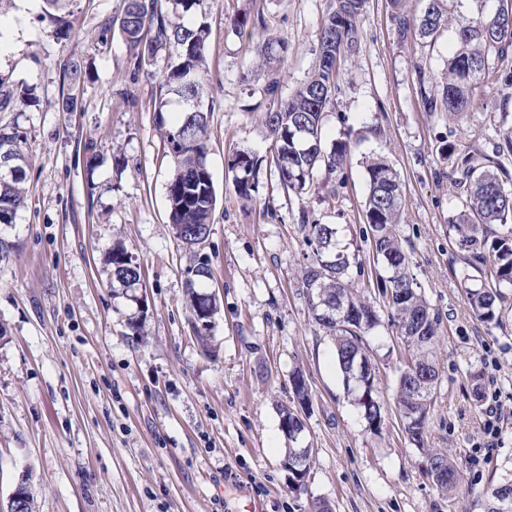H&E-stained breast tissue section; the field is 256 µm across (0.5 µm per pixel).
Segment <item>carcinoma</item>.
Wrapping results in <instances>:
<instances>
[{"mask_svg": "<svg viewBox=\"0 0 512 512\" xmlns=\"http://www.w3.org/2000/svg\"><path fill=\"white\" fill-rule=\"evenodd\" d=\"M75 0H43L40 20L60 37L69 34L66 16ZM400 39L414 31L423 40L434 41L444 30L454 33L455 50L448 57V68L435 94L424 96L428 109H441L462 119L473 108L476 90L487 77L512 85V18L496 10L487 11L483 2L477 11H458L462 0H426L422 14L404 10L405 0H390ZM365 0H333L319 32L317 61L312 72L290 97L279 98L280 82L273 77L265 93L277 105L263 113L261 122L272 140L273 156L269 172L276 173L284 188L297 196L311 191H327L326 199L336 197L331 177L343 171L347 143L335 141L324 146L326 110L338 91L339 64L355 52L360 40L359 23ZM204 0H125L119 30L137 66L148 65L158 56L166 64L156 100V124L173 163L167 183L169 223L176 238L188 245L191 235H201L210 224L216 205V191L207 164L208 127L213 106L199 110L195 101L209 96L205 84L206 49L210 35ZM236 33L251 40L260 37L259 59L270 65L282 61L280 40L270 32L262 13L244 14L231 19ZM28 88L0 76V112L13 111L16 96ZM182 103L176 121L167 125L168 96ZM23 133L13 124L0 126V148L11 151V171L0 173V224H14L27 204L24 187L27 157L22 150ZM452 160L451 183L460 206L450 217L454 242L464 253L466 268L460 285L472 311L486 323L499 322L502 306L512 288V172L500 161L477 149L456 150L448 144ZM264 159L240 150L228 165L236 194L252 198L264 173ZM369 193L365 218L370 225L372 254L386 264L387 275L376 285L391 309L404 346L405 359L397 381L395 400L405 434L415 447H426L427 421L439 371L433 345L441 330L442 318L422 294L410 272V261L398 232L402 204V183L384 157L363 159ZM324 175L319 181L318 174ZM302 241L308 248L300 273V287L306 289L309 311L323 335L334 344V359L347 391L356 396L369 429L379 430L385 406L375 387L376 367L361 373L360 362H372L367 335L380 326L375 307L353 292L351 272L362 262L339 246L334 224L309 219L306 210L299 215ZM112 276L123 289L132 290L141 281L138 267L128 252L115 247L109 257ZM186 295L191 315L215 316L217 299L205 290L212 279L211 260L202 252H192L186 268ZM355 309L361 322L343 319L327 321L323 313L338 307ZM279 415L288 416V442H298L304 423L295 408L283 404ZM311 455L292 447L284 461L308 473ZM426 475L443 492L457 486L458 474L448 456L437 451L426 454Z\"/></svg>", "mask_w": 512, "mask_h": 512, "instance_id": "carcinoma-1", "label": "carcinoma"}]
</instances>
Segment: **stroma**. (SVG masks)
<instances>
[{
    "instance_id": "35a3bbf8",
    "label": "stroma",
    "mask_w": 512,
    "mask_h": 512,
    "mask_svg": "<svg viewBox=\"0 0 512 512\" xmlns=\"http://www.w3.org/2000/svg\"><path fill=\"white\" fill-rule=\"evenodd\" d=\"M332 0H204L211 32L207 88L215 109L208 164L217 194L209 282L218 299L210 350L195 338L186 306L190 255L167 219L166 156L152 102L165 68L134 71L120 34L103 39L123 0H77L60 38L39 20L41 0H14L0 15V74L30 86L0 112L24 135L28 201L16 224L0 225L14 252L0 261V504L28 477L35 512H485L490 489L512 470V309L500 324L469 308L463 266L448 234L457 209L442 145L493 153L512 126V86L478 89L465 121L430 112L454 36L399 40L389 0H366L355 53L341 63L339 90L325 118L327 140L345 141L349 162L336 197L286 195L264 176L252 200L235 191L228 160L239 150L264 156L260 121L270 103L267 67L255 42L230 24L263 13L285 47L281 94L304 82L317 59ZM73 60L92 65L79 108L60 111L62 74ZM97 153L88 165V153ZM385 155L403 183L399 233L410 270L442 319L435 345L439 380L427 445L448 455L457 489L439 491L424 454L405 436L393 394L401 367L390 311L376 288L364 203L362 159ZM338 227L340 245L358 251V294L381 320L368 340L385 402L371 432L344 388L331 340L311 319L298 282L305 246L299 213ZM124 245L141 271L143 305L112 280L107 256ZM142 314L143 331L130 317ZM302 370L311 403L300 445L312 448L306 484L293 490L281 466L288 440L279 405L292 399ZM497 393L500 431L484 434L483 403L470 374Z\"/></svg>"
}]
</instances>
